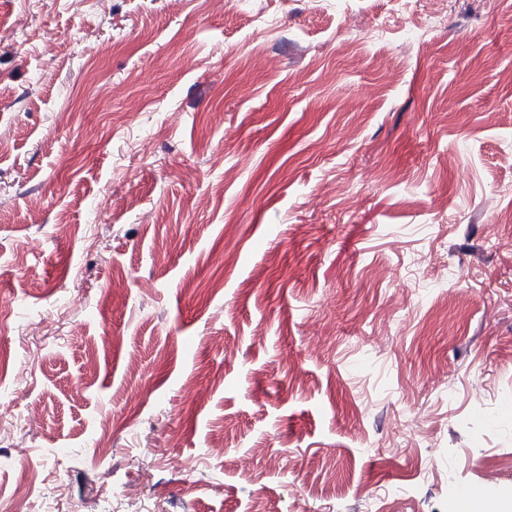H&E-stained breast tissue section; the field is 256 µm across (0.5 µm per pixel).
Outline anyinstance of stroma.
<instances>
[{"instance_id":"stroma-1","label":"stroma","mask_w":512,"mask_h":512,"mask_svg":"<svg viewBox=\"0 0 512 512\" xmlns=\"http://www.w3.org/2000/svg\"><path fill=\"white\" fill-rule=\"evenodd\" d=\"M0 142L1 495L512 497V0H0Z\"/></svg>"}]
</instances>
